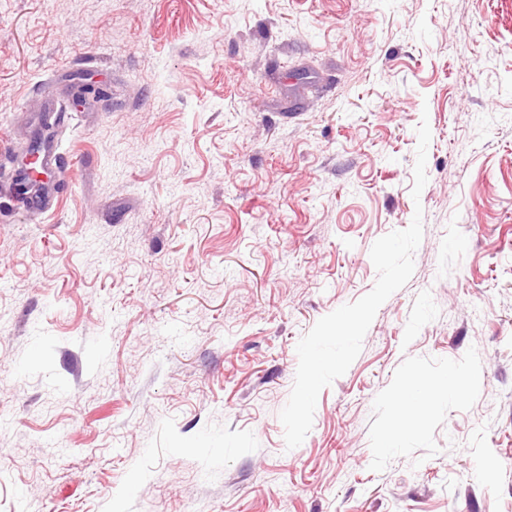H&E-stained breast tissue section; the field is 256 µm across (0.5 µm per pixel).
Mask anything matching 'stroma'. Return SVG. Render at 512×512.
<instances>
[{
	"label": "stroma",
	"mask_w": 512,
	"mask_h": 512,
	"mask_svg": "<svg viewBox=\"0 0 512 512\" xmlns=\"http://www.w3.org/2000/svg\"><path fill=\"white\" fill-rule=\"evenodd\" d=\"M0 139V512H512V0H0ZM418 209L287 449L299 340ZM411 386L417 400V404L412 409L420 411L434 398L453 395L456 391V377L448 376V379L436 385H422L418 381L412 380Z\"/></svg>",
	"instance_id": "35a3bbf8"
}]
</instances>
